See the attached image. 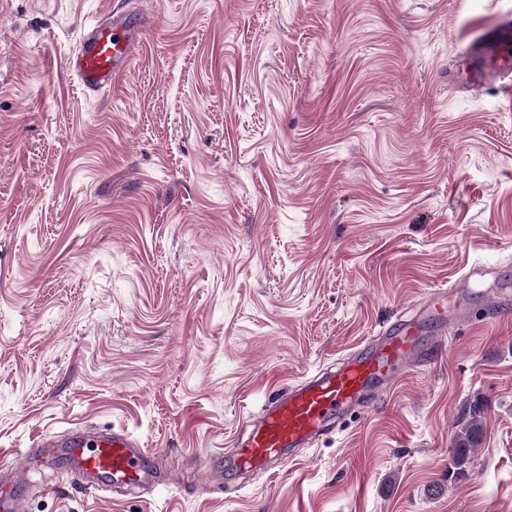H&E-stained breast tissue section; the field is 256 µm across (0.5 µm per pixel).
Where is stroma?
<instances>
[{
	"label": "stroma",
	"mask_w": 512,
	"mask_h": 512,
	"mask_svg": "<svg viewBox=\"0 0 512 512\" xmlns=\"http://www.w3.org/2000/svg\"><path fill=\"white\" fill-rule=\"evenodd\" d=\"M113 13L139 49L89 96L68 59ZM511 25L512 0H0V452L114 428L176 478L108 494L41 455L27 512H512ZM474 268L435 363L276 474L193 468ZM484 436L481 416L473 411L471 417L456 433L450 450L452 473L461 474L470 463L475 448L480 447Z\"/></svg>",
	"instance_id": "1"
}]
</instances>
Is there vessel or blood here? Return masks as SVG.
<instances>
[{"instance_id":"vessel-or-blood-1","label":"vessel or blood","mask_w":512,"mask_h":512,"mask_svg":"<svg viewBox=\"0 0 512 512\" xmlns=\"http://www.w3.org/2000/svg\"><path fill=\"white\" fill-rule=\"evenodd\" d=\"M136 41V35L120 20L105 19L93 25L69 63L83 91L94 95L111 87L113 75L131 60ZM470 291L466 278L450 286H435L427 293L425 311L443 318L450 314L468 317L465 296ZM423 334L421 319L397 322L370 338L361 349L268 400L249 418L246 432L237 438L230 456H206L210 475H217L226 461L241 475L268 471L283 463L293 449L311 446L352 405L390 390L410 366L431 364L434 355L423 348ZM64 446L69 479L92 476L106 487L126 490L166 483L165 476L148 464L145 449L127 434L102 430L92 437L78 429ZM33 450L10 456L9 473L0 481V487L10 492L0 504L6 512H26V498L15 494L14 489L25 480Z\"/></svg>"}]
</instances>
